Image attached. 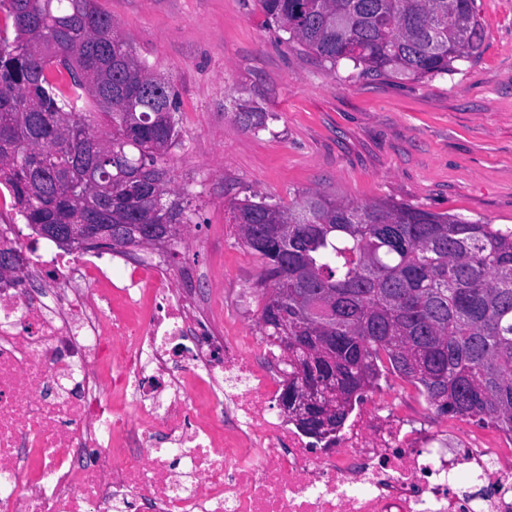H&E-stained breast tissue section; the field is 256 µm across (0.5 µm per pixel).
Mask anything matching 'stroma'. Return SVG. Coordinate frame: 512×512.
<instances>
[{
	"instance_id": "obj_1",
	"label": "stroma",
	"mask_w": 512,
	"mask_h": 512,
	"mask_svg": "<svg viewBox=\"0 0 512 512\" xmlns=\"http://www.w3.org/2000/svg\"><path fill=\"white\" fill-rule=\"evenodd\" d=\"M179 102L181 143L167 167L194 212L174 245L139 249L173 285L192 276L199 318L228 336L261 335L262 259L244 246L235 202L288 205L316 189L365 204L391 199L437 213L512 224V0H476L483 53L425 82L329 71L285 34L258 0H98ZM247 101L267 128L242 131ZM366 400L387 398L461 438L494 427L438 416L414 385L384 373Z\"/></svg>"
}]
</instances>
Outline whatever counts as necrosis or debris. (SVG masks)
I'll return each instance as SVG.
<instances>
[{
  "label": "necrosis or debris",
  "mask_w": 512,
  "mask_h": 512,
  "mask_svg": "<svg viewBox=\"0 0 512 512\" xmlns=\"http://www.w3.org/2000/svg\"><path fill=\"white\" fill-rule=\"evenodd\" d=\"M0 279V512H512V460L358 403L323 450L255 336L203 335L153 265Z\"/></svg>",
  "instance_id": "obj_1"
}]
</instances>
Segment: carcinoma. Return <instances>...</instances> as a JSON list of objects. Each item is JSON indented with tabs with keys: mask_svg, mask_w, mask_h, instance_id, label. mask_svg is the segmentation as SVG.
<instances>
[{
	"mask_svg": "<svg viewBox=\"0 0 512 512\" xmlns=\"http://www.w3.org/2000/svg\"><path fill=\"white\" fill-rule=\"evenodd\" d=\"M329 69L433 80L479 57L474 0H259ZM0 185L28 224H104L125 248L136 224L184 223L164 165L181 137L176 93L95 0H0ZM94 110L106 129L87 118ZM242 129L265 113L242 107ZM263 260L261 324L288 353L290 388L325 380L339 432L384 364L440 415L512 432V225L403 202L354 204L305 190L288 207L233 206ZM288 225L275 236L271 226Z\"/></svg>",
	"mask_w": 512,
	"mask_h": 512,
	"instance_id": "cac0c4a2",
	"label": "carcinoma"
}]
</instances>
